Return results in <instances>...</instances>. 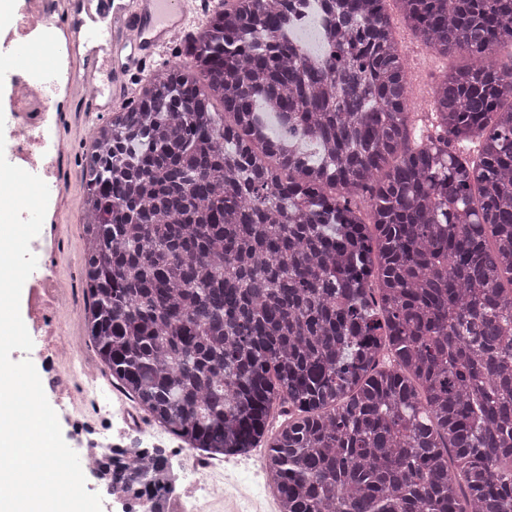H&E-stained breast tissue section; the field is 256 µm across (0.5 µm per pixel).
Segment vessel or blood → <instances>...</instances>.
Returning a JSON list of instances; mask_svg holds the SVG:
<instances>
[{
	"instance_id": "obj_1",
	"label": "vessel or blood",
	"mask_w": 512,
	"mask_h": 512,
	"mask_svg": "<svg viewBox=\"0 0 512 512\" xmlns=\"http://www.w3.org/2000/svg\"><path fill=\"white\" fill-rule=\"evenodd\" d=\"M191 2L119 0L109 26L87 28L79 18L85 0H57L56 25L63 34L60 52L69 62L58 83L68 92L78 86L89 87L80 106L83 115H104L129 93V75L151 67L170 45L174 32L188 20ZM91 41L108 43L107 55L81 52V45Z\"/></svg>"
}]
</instances>
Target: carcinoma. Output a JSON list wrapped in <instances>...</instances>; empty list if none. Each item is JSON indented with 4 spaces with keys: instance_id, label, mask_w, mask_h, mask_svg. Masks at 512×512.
<instances>
[{
    "instance_id": "carcinoma-1",
    "label": "carcinoma",
    "mask_w": 512,
    "mask_h": 512,
    "mask_svg": "<svg viewBox=\"0 0 512 512\" xmlns=\"http://www.w3.org/2000/svg\"><path fill=\"white\" fill-rule=\"evenodd\" d=\"M387 2L222 0L137 83L82 163L85 325L189 447L267 449L278 512H512V0H394L471 60L418 136Z\"/></svg>"
}]
</instances>
